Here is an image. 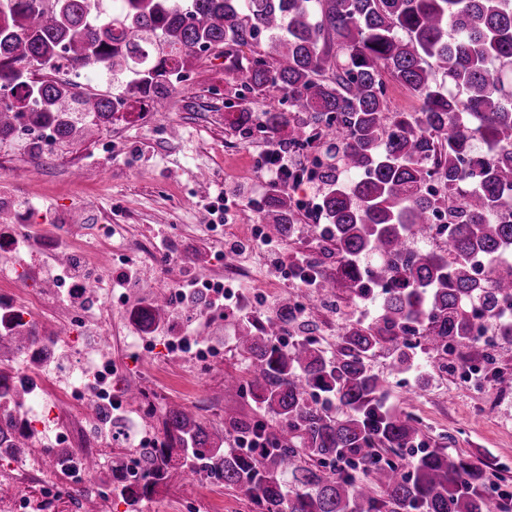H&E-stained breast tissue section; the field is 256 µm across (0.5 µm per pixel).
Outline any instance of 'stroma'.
I'll use <instances>...</instances> for the list:
<instances>
[{"label":"stroma","instance_id":"obj_1","mask_svg":"<svg viewBox=\"0 0 512 512\" xmlns=\"http://www.w3.org/2000/svg\"><path fill=\"white\" fill-rule=\"evenodd\" d=\"M226 67L224 57L201 55L191 68V85L171 87L165 114L148 112L95 131L64 146L53 167L14 147L16 167L0 175V205L48 228L77 219L85 225L116 223V230L105 239L113 250L136 239L152 244L166 239L175 263L163 269L144 263V276L132 291L137 298L175 287L181 276L178 262L183 258L204 276L221 273L224 260L210 242L208 209L219 190L248 183L258 188L254 201L233 208L229 221L259 223L267 195L260 189L257 160L273 144L266 135L244 138L229 127L224 103L233 98L235 84ZM105 137L111 140L107 154L95 148ZM108 328V348L124 365L126 385L151 383L161 402L181 403L194 411L208 405L205 419L219 429L224 426L225 410L247 417L256 413L253 401L224 394L225 374L242 370L234 350V312H227L220 322L200 319L196 326L198 336L224 341L223 364L203 375L169 358L161 331L152 334V357L146 361L138 357V332L129 309H113ZM371 365L386 379L391 403L422 420L426 447L447 444L512 470V366H504L499 375L478 387L464 383L457 374L439 372L429 393L416 397L412 394L415 373L392 372L387 352H378Z\"/></svg>","mask_w":512,"mask_h":512}]
</instances>
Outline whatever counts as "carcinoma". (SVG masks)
<instances>
[{"label":"carcinoma","mask_w":512,"mask_h":512,"mask_svg":"<svg viewBox=\"0 0 512 512\" xmlns=\"http://www.w3.org/2000/svg\"><path fill=\"white\" fill-rule=\"evenodd\" d=\"M264 37L265 49L240 60L233 49ZM207 51L226 54L232 80L260 96L283 92L288 110L246 112L230 127L310 152L326 142L321 177L323 224L308 225L327 242V272L305 261L317 287L311 297L372 300L375 316L350 317L336 348L323 347L304 326L290 347L279 343L296 304L283 297L263 316L241 313L234 336L244 373L224 380V393L251 396L276 420L224 418V434L178 404L161 412L166 441L139 450L146 481L132 493L96 464L100 488L127 500L151 497L175 475L201 474L248 501L254 512H512L482 462L461 451L430 448L413 461L406 451L420 421L387 407L371 360L388 349L400 372L418 371L420 393L430 374L407 336L446 355L479 347L473 309L498 319L512 349V320L499 302L512 298V0H117L112 18L97 25L90 0H0V142L25 121L52 127L62 143L149 106L169 108L171 60L189 71ZM76 64L125 85L119 111L96 93L79 94L66 81L35 83V68ZM421 101L414 112L390 111L387 82ZM437 179L443 195L429 187ZM448 206V248L409 249ZM260 220L274 237L292 239L298 208L274 188ZM489 274L480 277L472 259ZM149 329L170 315L156 301L137 311ZM34 323L0 334V448L29 456L32 436L13 416L32 395L29 377L9 366L36 340ZM241 436L263 441L259 455L238 448ZM230 442L224 447V442Z\"/></svg>","instance_id":"obj_1"}]
</instances>
